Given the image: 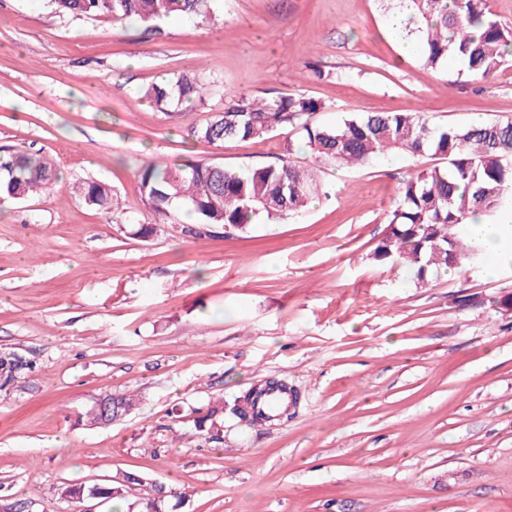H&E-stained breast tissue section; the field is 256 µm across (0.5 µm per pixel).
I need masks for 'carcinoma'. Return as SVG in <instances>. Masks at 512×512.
<instances>
[{
  "label": "carcinoma",
  "instance_id": "obj_1",
  "mask_svg": "<svg viewBox=\"0 0 512 512\" xmlns=\"http://www.w3.org/2000/svg\"><path fill=\"white\" fill-rule=\"evenodd\" d=\"M215 0H51L62 16L106 18L114 25L130 19L145 30L159 32L172 16H187L206 23L213 18ZM407 22L400 36L416 43L417 57L427 68L442 70L448 60L461 62L457 76L472 80L493 78L512 61V29L504 26L488 0H400ZM208 84L184 74L173 76L143 91V97L161 108L205 102ZM322 103L302 94L255 98L241 95L191 128L198 143L219 146L226 140L267 138L281 128L301 133L312 163L297 165L281 157L275 163L245 170L224 168L200 159L191 163L150 161L139 171L140 191L155 217L133 234L147 238L166 226H181V233L199 237L197 228L215 226L245 232L260 218L284 220L298 213L322 192L318 178L323 165L365 166L377 156L395 152L415 160L438 157L447 166L415 171L400 186L397 203L386 216L384 236L374 249L376 261L401 266L422 280L432 270L446 269L462 260L478 261L465 240L464 224L473 215L512 219V121L441 126L421 112L354 113L335 126L317 124L313 115ZM59 179L47 157L22 150L0 154V206L44 194ZM83 202L104 214L119 210L112 187L85 181L76 187ZM195 221L181 220L182 211ZM9 365L0 378V391L18 386L35 369L33 361L11 349H0V365ZM100 403L113 414L128 415L139 405L134 394H107ZM252 392L234 399L231 410L249 423ZM131 485L145 488L143 512H167L170 495L142 478L127 474L113 483L67 486L70 500L93 496L102 503L125 499Z\"/></svg>",
  "mask_w": 512,
  "mask_h": 512
}]
</instances>
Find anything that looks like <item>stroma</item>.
Returning a JSON list of instances; mask_svg holds the SVG:
<instances>
[{
	"label": "stroma",
	"mask_w": 512,
	"mask_h": 512,
	"mask_svg": "<svg viewBox=\"0 0 512 512\" xmlns=\"http://www.w3.org/2000/svg\"><path fill=\"white\" fill-rule=\"evenodd\" d=\"M397 0H217L214 21L60 17L0 0V147L52 158L51 194L0 207V349L37 368L0 392V512H65L67 484L135 473L182 492L177 512H512V277L486 261L413 279L373 251L411 159L324 167L298 215L195 238L152 222L149 161L243 169L297 131L222 146L191 126L235 96L303 94L322 124L426 111L448 126L512 120V65L487 81L403 55ZM326 78L314 76V68ZM185 74L215 92L163 111L148 86ZM110 184L103 214L79 183ZM270 379L300 395L287 418L197 420ZM139 410L83 417L108 393ZM83 202L104 214H112L119 210V199L112 187L101 181H85L76 187Z\"/></svg>",
	"instance_id": "35a3bbf8"
}]
</instances>
